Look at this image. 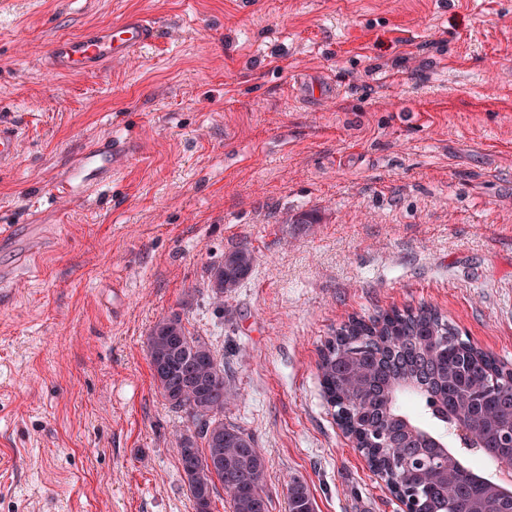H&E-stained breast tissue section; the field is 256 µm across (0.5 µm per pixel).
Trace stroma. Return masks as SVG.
I'll use <instances>...</instances> for the list:
<instances>
[{
	"label": "stroma",
	"instance_id": "1",
	"mask_svg": "<svg viewBox=\"0 0 512 512\" xmlns=\"http://www.w3.org/2000/svg\"><path fill=\"white\" fill-rule=\"evenodd\" d=\"M131 12L160 21L152 48L44 67ZM300 74L337 94L304 102ZM0 120L21 131L0 223L59 227L0 301V512H195L147 353L165 316L223 362L269 512L295 480L316 512H401L320 383L350 318L429 304L512 365V0H5ZM107 138L135 151L110 185L45 195ZM238 246L253 272L215 309ZM254 255L247 247H239L224 253V258L210 270V287L214 303H224L227 295L239 288L254 266Z\"/></svg>",
	"mask_w": 512,
	"mask_h": 512
}]
</instances>
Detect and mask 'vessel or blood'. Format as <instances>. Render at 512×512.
Here are the masks:
<instances>
[{
  "label": "vessel or blood",
  "instance_id": "b4317fda",
  "mask_svg": "<svg viewBox=\"0 0 512 512\" xmlns=\"http://www.w3.org/2000/svg\"><path fill=\"white\" fill-rule=\"evenodd\" d=\"M158 34V28L145 14H129L108 28H89L79 35L57 39L47 52V64L62 75L94 73L107 63L145 49ZM19 140L18 127L0 123L1 169L12 164ZM125 154L124 142L112 139L82 149L53 184V192L77 201L86 199L92 191L111 183L116 163ZM50 243L48 225L28 224L20 232L10 224L0 226V248L14 255L11 265L0 268V297L7 294L19 275L38 277L37 259Z\"/></svg>",
  "mask_w": 512,
  "mask_h": 512
}]
</instances>
